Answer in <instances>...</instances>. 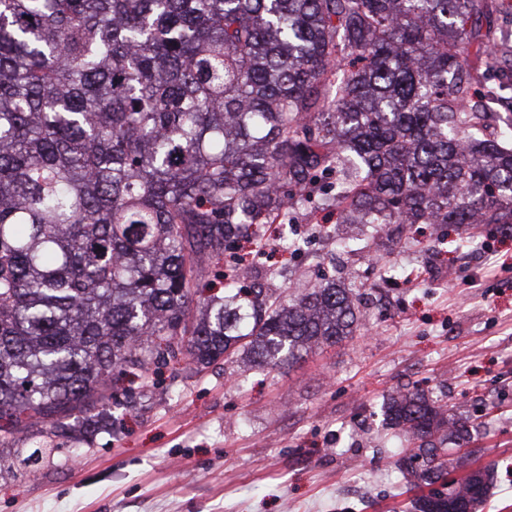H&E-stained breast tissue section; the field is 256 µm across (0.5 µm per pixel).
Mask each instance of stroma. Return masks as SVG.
Listing matches in <instances>:
<instances>
[{
    "mask_svg": "<svg viewBox=\"0 0 512 512\" xmlns=\"http://www.w3.org/2000/svg\"><path fill=\"white\" fill-rule=\"evenodd\" d=\"M467 233L483 250L457 249L444 226L364 239L334 224L278 251L288 269H267L263 287L364 285L356 336L264 369L182 360L103 415L89 446L75 420L65 437H23L0 512H408L420 490L395 465L405 450L381 406L416 384L479 424L468 464L496 470L479 512H512V234ZM385 262L418 275L382 279ZM34 447L51 454L31 466Z\"/></svg>",
    "mask_w": 512,
    "mask_h": 512,
    "instance_id": "35a3bbf8",
    "label": "stroma"
}]
</instances>
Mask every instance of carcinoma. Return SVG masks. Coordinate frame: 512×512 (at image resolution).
I'll return each instance as SVG.
<instances>
[{
	"label": "carcinoma",
	"mask_w": 512,
	"mask_h": 512,
	"mask_svg": "<svg viewBox=\"0 0 512 512\" xmlns=\"http://www.w3.org/2000/svg\"><path fill=\"white\" fill-rule=\"evenodd\" d=\"M485 0H0V447L88 438L117 377L179 354L293 362L361 326L365 292L244 288L209 262L311 203L341 224L512 230V118L474 87ZM488 69L512 61L494 40ZM385 414L412 512H478L470 418L419 388ZM441 484L444 490L433 488Z\"/></svg>",
	"instance_id": "1"
}]
</instances>
